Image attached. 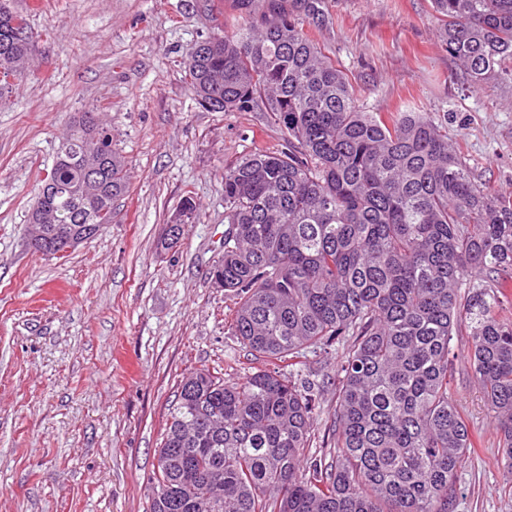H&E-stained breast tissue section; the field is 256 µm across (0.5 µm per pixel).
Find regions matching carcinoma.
<instances>
[{"instance_id": "1", "label": "carcinoma", "mask_w": 512, "mask_h": 512, "mask_svg": "<svg viewBox=\"0 0 512 512\" xmlns=\"http://www.w3.org/2000/svg\"><path fill=\"white\" fill-rule=\"evenodd\" d=\"M232 32L190 48L199 103L271 113L285 146L224 165V256L210 282L236 300L251 367L183 375L152 476L150 512H452L477 438L448 397L465 357L512 469V193L475 182L428 112H368L310 28L326 0H233ZM441 47L471 87L512 82V0H431ZM0 3V99L29 58ZM126 191L112 130L70 123L28 221L54 256L112 223ZM471 274L468 292L458 291ZM343 347L333 452L311 451L329 377L308 354Z\"/></svg>"}]
</instances>
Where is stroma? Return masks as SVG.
<instances>
[{"instance_id":"1","label":"stroma","mask_w":512,"mask_h":512,"mask_svg":"<svg viewBox=\"0 0 512 512\" xmlns=\"http://www.w3.org/2000/svg\"><path fill=\"white\" fill-rule=\"evenodd\" d=\"M33 52L0 101V512H149L157 450L186 372L247 360L236 305L208 270L224 253V166L277 151L269 113L201 107L188 50L220 32L226 0H10ZM314 39L358 98L389 116L447 114L472 178L512 192V83L473 91L433 30L430 0H329ZM112 130L128 189L114 221L66 257L28 245L36 187L78 113ZM195 217L158 241L184 194ZM454 337V404L479 438L455 512H512V472Z\"/></svg>"}]
</instances>
